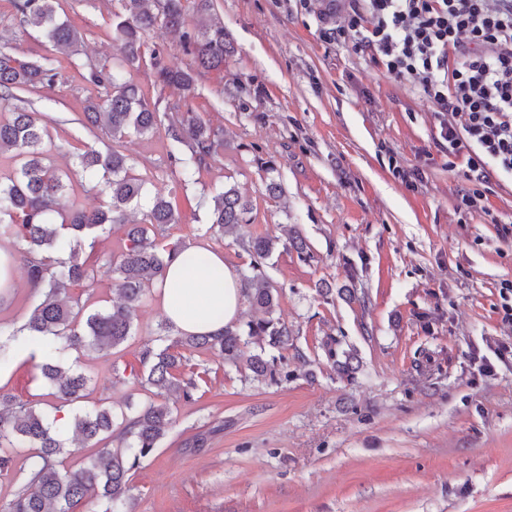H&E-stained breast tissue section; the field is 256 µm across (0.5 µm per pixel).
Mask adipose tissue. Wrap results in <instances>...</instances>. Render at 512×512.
<instances>
[{"label": "adipose tissue", "instance_id": "adipose-tissue-1", "mask_svg": "<svg viewBox=\"0 0 512 512\" xmlns=\"http://www.w3.org/2000/svg\"><path fill=\"white\" fill-rule=\"evenodd\" d=\"M165 318L178 330L215 335L236 321L244 301L237 272L221 253L196 245L168 265L155 286Z\"/></svg>", "mask_w": 512, "mask_h": 512}]
</instances>
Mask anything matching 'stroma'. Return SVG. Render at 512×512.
Segmentation results:
<instances>
[{
	"label": "stroma",
	"mask_w": 512,
	"mask_h": 512,
	"mask_svg": "<svg viewBox=\"0 0 512 512\" xmlns=\"http://www.w3.org/2000/svg\"><path fill=\"white\" fill-rule=\"evenodd\" d=\"M346 7L337 0L323 21L296 0H213L210 16L237 48L223 70L200 72L186 96L157 87L148 63L131 71L149 103L184 98L224 132L223 151L190 185L165 126L122 142L133 175L178 206L169 241L207 245L241 270L253 260L251 239L278 237L261 265L280 290L275 315L296 351L278 385L193 351L199 399L171 398L174 423L131 479L135 512H512V324L502 321L500 295L512 281V239L490 222H512V176L493 173L487 212L457 211L467 183L448 166L435 106L350 44L324 38ZM118 8L60 0L82 37L76 63L63 65L55 85L22 95L48 120L46 149L61 170L77 148L111 141L77 119L89 96L83 65L119 62ZM0 46L20 59L55 55L8 0H0ZM398 167L421 169V180L406 185ZM271 176L281 186L273 197ZM229 185L253 212L223 236L210 231L209 210ZM295 230L310 259L288 248ZM164 319L151 292L134 336L112 355L66 351L89 379L87 403L153 401L132 382L113 384L111 365L139 368ZM330 337L337 354L355 352V374L334 371L323 350ZM31 353L17 347L0 388L21 400L42 390ZM300 353L310 367H300ZM485 358L493 372H481Z\"/></svg>",
	"instance_id": "stroma-1"
}]
</instances>
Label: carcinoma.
Wrapping results in <instances>:
<instances>
[{
	"instance_id": "1",
	"label": "carcinoma",
	"mask_w": 512,
	"mask_h": 512,
	"mask_svg": "<svg viewBox=\"0 0 512 512\" xmlns=\"http://www.w3.org/2000/svg\"><path fill=\"white\" fill-rule=\"evenodd\" d=\"M15 16L25 27L36 31L61 54L68 57L79 51L81 37L62 20L58 0H9ZM114 13L115 33L121 41L123 66L108 68L90 64L84 79L90 87L108 89L106 95L90 96L78 123L91 130L104 126L112 141L131 134L145 136L161 123L159 111L146 101L145 93L126 77L124 66L140 65L144 60L146 36L157 28L180 34L183 52L192 57L189 68L172 67L164 60V49L150 53V66L162 88L186 92L193 88L197 70H222L224 60L236 48L224 33L221 23L189 26L192 12L206 14L211 0H118ZM61 61L41 56L20 60L0 50V100L17 98V92L52 86L61 76ZM169 112L179 116L169 120L167 134L174 148L185 146L190 156L182 159L186 184L198 183L197 175L214 155L224 148L222 130L213 127L193 112H180L169 103ZM47 125L39 112L30 107H13L9 117L0 118V153H14L18 167L0 176V237L19 243V252L30 287L41 295L26 322L10 336H26L43 349V361L35 364L36 378L48 383L52 396L64 405L84 397L87 378L72 367L52 362L53 356L68 349L95 350L110 354L134 335L137 313L152 284L164 277L167 262L184 247L165 240L167 225L178 223L174 206L160 192L149 194L142 179L131 175L127 155L114 147L99 150L88 147L75 154V165L91 180L101 183L102 203L93 209L65 212L60 201L70 189L69 175L44 163ZM143 209L139 222L128 219L130 207ZM251 201L236 186L224 187L213 199L210 228L221 235L234 233L251 213ZM125 227L126 247L118 259L108 262L112 284L120 302L88 314L73 306L68 295L73 286L95 278L98 261L92 256L106 234V226ZM278 239L260 236L249 251L260 259L270 257ZM244 296L249 307L263 317L246 323L247 330L224 326L220 336L171 334L172 325L161 323L158 340L165 346H145L141 352V386L157 390L161 401L140 408L126 405L121 412L117 443L98 446L100 436L112 435L116 414L107 408L79 410L64 429L48 418L38 405L43 395L35 394L24 402H14L0 393V477L20 483L14 499L0 504V512H74L83 505L88 512H133L130 507V473L158 447L174 422L168 396L178 394L194 401L198 388L194 377H185L189 358L184 351L216 350L224 364L236 366L241 358L244 337L257 338L260 352L247 360L256 379L278 384L288 373L277 368V361L288 351V325L273 316L278 305V290L271 287L257 265L243 275ZM334 339L323 348L337 372L351 375L357 369L356 356L336 359ZM96 448L90 460L75 466L68 463L69 440ZM27 449L25 462L17 466L21 449Z\"/></svg>"
}]
</instances>
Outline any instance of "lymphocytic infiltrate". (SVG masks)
Wrapping results in <instances>:
<instances>
[{
    "mask_svg": "<svg viewBox=\"0 0 512 512\" xmlns=\"http://www.w3.org/2000/svg\"><path fill=\"white\" fill-rule=\"evenodd\" d=\"M329 40L351 42L438 108L448 156L463 160L458 209H483L492 172L512 175V0H350Z\"/></svg>",
    "mask_w": 512,
    "mask_h": 512,
    "instance_id": "obj_1",
    "label": "lymphocytic infiltrate"
}]
</instances>
